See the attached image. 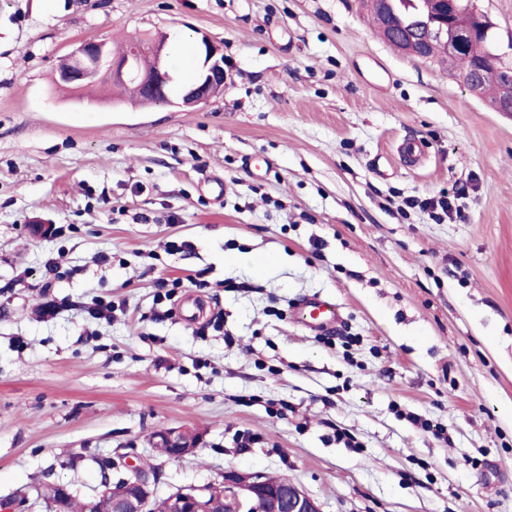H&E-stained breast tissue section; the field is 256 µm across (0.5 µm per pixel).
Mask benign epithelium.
Instances as JSON below:
<instances>
[{"label":"benign epithelium","mask_w":512,"mask_h":512,"mask_svg":"<svg viewBox=\"0 0 512 512\" xmlns=\"http://www.w3.org/2000/svg\"><path fill=\"white\" fill-rule=\"evenodd\" d=\"M435 2L450 3L452 12L438 9L420 31H398L394 15L387 11L390 0H370V7L383 16V27L390 30L400 50L424 59L428 58L429 48L435 42L447 39L450 24L459 27L461 37L471 42L485 37L492 29L486 13L472 0L465 5L456 4V0ZM199 49L198 75L179 91L172 89L173 77L167 68V39L163 37L149 44L132 40L113 56L109 55L106 42L102 40L81 41L69 53L71 69L59 79L67 86H74L95 77L106 66L112 81L139 87L149 103L198 106L224 92L229 67L223 44L204 36ZM145 54L153 59L152 66L147 69L141 67V58ZM471 71L481 78L495 77L500 97L495 109L512 112V42L506 51L496 46L480 56ZM154 446L170 449V457L178 459L194 453L198 442L186 431L168 429L155 435ZM127 468L130 475L114 482L109 474L112 462L104 464L101 468L102 489L91 498L112 497L115 512H150L154 490L149 474L137 465L129 464ZM218 497L224 498L226 512H322L321 504L286 476L246 475L233 469L224 471L220 483L187 487L171 493L168 512H210Z\"/></svg>","instance_id":"7a95c632"}]
</instances>
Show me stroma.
<instances>
[{"mask_svg": "<svg viewBox=\"0 0 512 512\" xmlns=\"http://www.w3.org/2000/svg\"><path fill=\"white\" fill-rule=\"evenodd\" d=\"M161 32L223 43L222 96L54 82L77 42ZM488 101L362 0H0V498L95 494L108 457L159 497L236 469L323 512H512V112ZM443 195L460 216L420 208ZM314 297L333 331L294 320ZM174 428L198 449L156 457Z\"/></svg>", "mask_w": 512, "mask_h": 512, "instance_id": "stroma-1", "label": "stroma"}]
</instances>
